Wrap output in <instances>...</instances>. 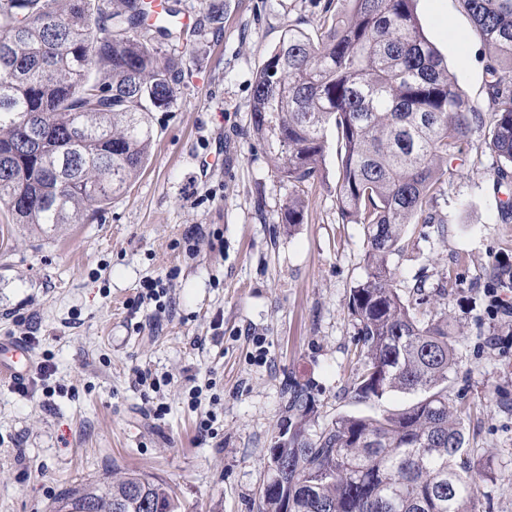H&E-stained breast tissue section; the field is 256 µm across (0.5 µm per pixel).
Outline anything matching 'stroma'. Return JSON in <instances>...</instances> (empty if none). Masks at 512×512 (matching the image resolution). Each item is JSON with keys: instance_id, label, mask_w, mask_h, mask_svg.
I'll list each match as a JSON object with an SVG mask.
<instances>
[{"instance_id": "35a3bbf8", "label": "stroma", "mask_w": 512, "mask_h": 512, "mask_svg": "<svg viewBox=\"0 0 512 512\" xmlns=\"http://www.w3.org/2000/svg\"><path fill=\"white\" fill-rule=\"evenodd\" d=\"M220 22L176 53L172 107L154 112L148 164L100 220L51 236L0 212V338L26 340L49 362L28 395L0 378V512H46L74 484L135 470L167 481L183 512H255L272 448L288 429V392L306 388L309 434L338 417L397 409L410 395L357 403L352 288L365 275L362 225L341 220L338 158L293 193L250 125L252 83L287 25L315 32L345 0H179ZM426 37L485 106L487 55L459 0H418ZM464 169L434 202L439 224L409 225L390 258L407 300L424 284L421 320L456 338L448 393L463 413L470 458L488 471L475 512H512V314H490L487 290L512 299V223L498 219L512 185L494 189L482 131L460 146ZM207 237L188 248L192 225ZM171 276V304H138L143 280ZM157 387L135 385L132 368ZM167 412L152 417L157 405ZM213 418L214 432L199 424Z\"/></svg>"}]
</instances>
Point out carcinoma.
I'll use <instances>...</instances> for the list:
<instances>
[{
    "label": "carcinoma",
    "mask_w": 512,
    "mask_h": 512,
    "mask_svg": "<svg viewBox=\"0 0 512 512\" xmlns=\"http://www.w3.org/2000/svg\"><path fill=\"white\" fill-rule=\"evenodd\" d=\"M312 35L289 25L257 70L253 136L278 176H317L337 132L336 204L366 230L365 276L348 309L359 362L348 393L401 409L343 416L314 438L305 389L291 390L282 468H268L257 512H470L481 471L465 452L448 396L457 358L445 319H418L394 287L390 257L410 224H442L432 201L456 172L459 146L487 128L496 186L512 182V0H460L487 47L484 113L425 36L416 0H347ZM145 0H0V207L45 233L92 221L149 161L150 114L168 109L182 77L162 45L184 41L143 23ZM304 199H288L299 224ZM182 512L163 480L115 472L68 488L49 512Z\"/></svg>",
    "instance_id": "obj_1"
}]
</instances>
